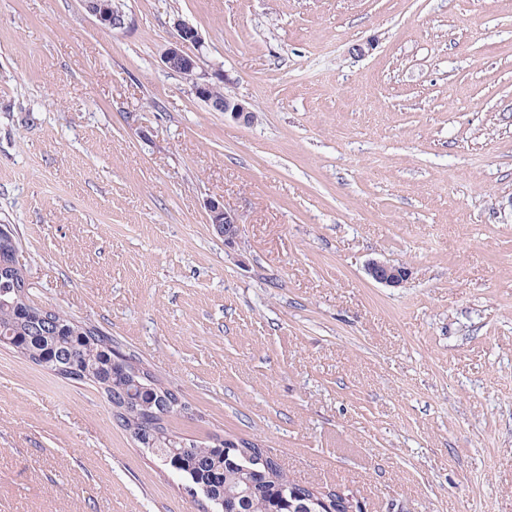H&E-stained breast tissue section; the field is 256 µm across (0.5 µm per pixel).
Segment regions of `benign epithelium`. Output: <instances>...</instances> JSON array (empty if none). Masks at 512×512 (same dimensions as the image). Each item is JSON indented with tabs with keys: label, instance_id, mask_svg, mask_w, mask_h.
Wrapping results in <instances>:
<instances>
[{
	"label": "benign epithelium",
	"instance_id": "benign-epithelium-1",
	"mask_svg": "<svg viewBox=\"0 0 512 512\" xmlns=\"http://www.w3.org/2000/svg\"><path fill=\"white\" fill-rule=\"evenodd\" d=\"M84 6L101 27L116 31L127 28L129 24L128 14L112 6L110 0H84ZM174 28L175 40L163 56L166 69L188 79L195 97L205 103L211 111L222 112L243 125L254 123L257 115L250 104L231 94L219 96L213 92L214 85L225 82L224 74L217 72L209 78L197 73L198 56L189 52L188 48L201 45L198 30L179 19L175 20ZM207 211L208 223L212 224L217 234L224 238V244L236 243L240 236L237 217L225 209L219 199L210 200L207 203ZM366 271L375 282L393 288L401 286L408 277L407 267L378 260L369 261Z\"/></svg>",
	"mask_w": 512,
	"mask_h": 512
}]
</instances>
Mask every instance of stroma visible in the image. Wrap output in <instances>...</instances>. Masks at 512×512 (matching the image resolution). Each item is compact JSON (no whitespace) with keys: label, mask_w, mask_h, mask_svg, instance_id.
I'll return each instance as SVG.
<instances>
[{"label":"stroma","mask_w":512,"mask_h":512,"mask_svg":"<svg viewBox=\"0 0 512 512\" xmlns=\"http://www.w3.org/2000/svg\"><path fill=\"white\" fill-rule=\"evenodd\" d=\"M123 3L115 33L0 0V224L35 302L134 352L187 438L362 512H512V0ZM178 18L253 124L164 68ZM207 507L101 391L0 348V512ZM208 223L212 224L221 237H224L226 245L236 243L240 236V226L237 217L224 208L219 199H211L207 203ZM366 271L375 282L393 288L400 287L408 277L407 267L378 260L369 261Z\"/></svg>","instance_id":"stroma-1"}]
</instances>
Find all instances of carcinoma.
Returning <instances> with one entry per match:
<instances>
[{"label": "carcinoma", "instance_id": "cac0c4a2", "mask_svg": "<svg viewBox=\"0 0 512 512\" xmlns=\"http://www.w3.org/2000/svg\"><path fill=\"white\" fill-rule=\"evenodd\" d=\"M13 252L11 239L0 237V347L97 386L137 444L154 449L185 485L204 484L206 500L224 501L226 512H347L341 494L299 488L273 457L244 460L239 447L262 451L253 442L218 435L200 442L174 430L179 396L96 326L59 310L45 314L23 288L25 268L14 265Z\"/></svg>", "mask_w": 512, "mask_h": 512}]
</instances>
